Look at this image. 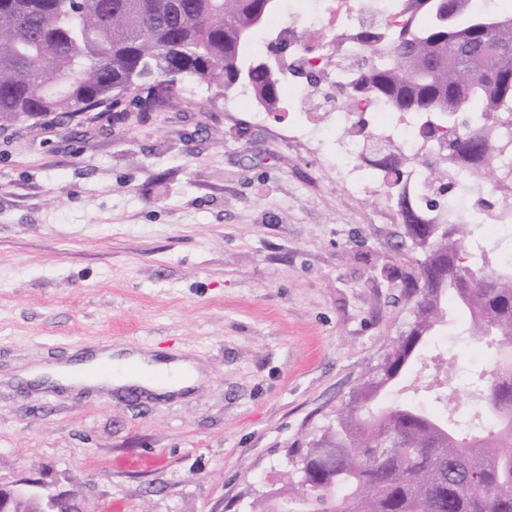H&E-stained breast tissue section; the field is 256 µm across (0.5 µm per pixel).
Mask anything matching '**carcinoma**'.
<instances>
[{
  "label": "carcinoma",
  "instance_id": "carcinoma-1",
  "mask_svg": "<svg viewBox=\"0 0 512 512\" xmlns=\"http://www.w3.org/2000/svg\"><path fill=\"white\" fill-rule=\"evenodd\" d=\"M471 0H398L394 19L362 23L360 53L319 65L300 64L311 78L387 101L396 112L424 118L439 151L429 186L450 191L448 157L490 169V146L470 127L512 113V13L475 11ZM281 0H0V123L47 112L71 116L163 110L184 99L186 79L224 82L279 108L283 72L251 51L280 11ZM375 165L399 184L401 166L428 153L398 145ZM396 206L416 272H399L415 298L413 321L339 410L336 426L300 455L298 472L317 487L288 479L286 497H260L250 512H512V271L472 261L478 224H434L407 192ZM452 299L475 336H496L505 349L490 378L479 374L483 410L493 429L463 435L443 413L403 400L371 409L390 385L404 380L420 346L441 325Z\"/></svg>",
  "mask_w": 512,
  "mask_h": 512
}]
</instances>
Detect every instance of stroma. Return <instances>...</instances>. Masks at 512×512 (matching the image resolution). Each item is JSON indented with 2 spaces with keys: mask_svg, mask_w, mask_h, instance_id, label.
<instances>
[{
  "mask_svg": "<svg viewBox=\"0 0 512 512\" xmlns=\"http://www.w3.org/2000/svg\"><path fill=\"white\" fill-rule=\"evenodd\" d=\"M222 82L122 121L52 113L0 127V483L81 512H242L285 485L407 330L403 225L382 190L348 192L336 139L314 145L224 109ZM117 347L196 361L184 395L64 389L20 373ZM493 337L464 321L424 348L419 399L450 363L471 430ZM158 459L146 471L121 459Z\"/></svg>",
  "mask_w": 512,
  "mask_h": 512,
  "instance_id": "35a3bbf8",
  "label": "stroma"
}]
</instances>
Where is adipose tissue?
<instances>
[{
  "label": "adipose tissue",
  "mask_w": 512,
  "mask_h": 512,
  "mask_svg": "<svg viewBox=\"0 0 512 512\" xmlns=\"http://www.w3.org/2000/svg\"><path fill=\"white\" fill-rule=\"evenodd\" d=\"M137 362L141 370L126 372L128 362ZM112 373L100 378L86 374L82 365L72 364L56 367L50 372L51 384L79 388L106 383L115 387L140 385L159 393H179L196 386L203 378L196 364L188 360L160 361L144 352L117 354L111 359Z\"/></svg>",
  "instance_id": "ef3b65f1"
}]
</instances>
